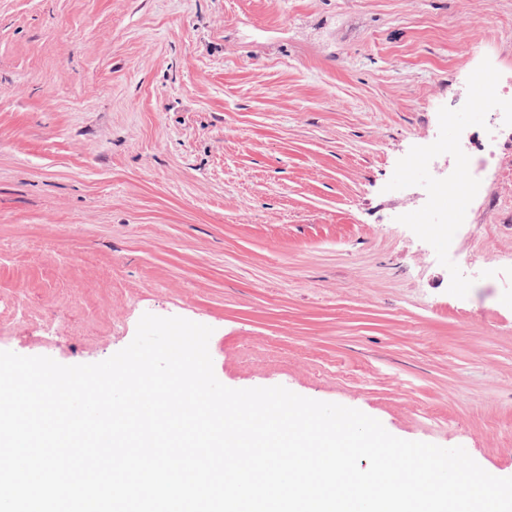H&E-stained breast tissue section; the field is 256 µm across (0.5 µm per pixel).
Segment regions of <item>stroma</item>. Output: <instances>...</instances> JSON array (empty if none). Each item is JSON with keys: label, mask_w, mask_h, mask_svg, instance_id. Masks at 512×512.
Here are the masks:
<instances>
[{"label": "stroma", "mask_w": 512, "mask_h": 512, "mask_svg": "<svg viewBox=\"0 0 512 512\" xmlns=\"http://www.w3.org/2000/svg\"><path fill=\"white\" fill-rule=\"evenodd\" d=\"M500 73L512 0H0V350L96 363L179 316L225 386L512 477ZM452 112L500 136L449 238L408 164L454 167Z\"/></svg>", "instance_id": "stroma-1"}]
</instances>
